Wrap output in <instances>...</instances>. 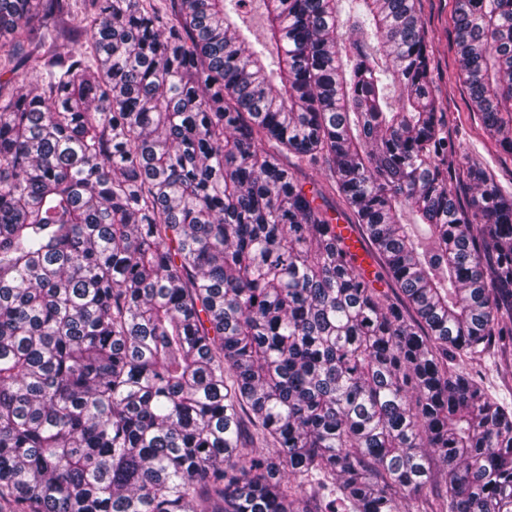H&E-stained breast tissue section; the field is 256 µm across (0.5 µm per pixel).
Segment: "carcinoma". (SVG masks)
<instances>
[{"label": "carcinoma", "instance_id": "cac0c4a2", "mask_svg": "<svg viewBox=\"0 0 512 512\" xmlns=\"http://www.w3.org/2000/svg\"><path fill=\"white\" fill-rule=\"evenodd\" d=\"M82 2L0 0V512H512V408L448 363L512 350V193L449 166L418 0L253 42L245 0ZM453 32L512 156V0ZM289 164L298 176L307 182L305 187L306 190L311 189L313 184L323 189L327 205L331 208L330 214L336 218V220L333 221V224H336V233L341 234L345 239L346 244L350 247L352 253L357 255V258L359 257L360 252L363 253L364 249L368 261L372 266L371 269L374 272V277L381 275L382 282L375 284V286L381 289L394 288L393 282L387 277L385 271L380 267L377 259L374 257L373 246L367 238L362 235L359 225L354 223L355 219L352 211L348 208L337 187L336 192L333 189V183L329 177L328 165L323 160H320L316 164H309L307 161H301L293 156L289 159ZM349 224L355 226L354 228L359 237L360 235L362 236L363 240H361V243L363 248L354 229ZM390 293H392L391 289Z\"/></svg>", "mask_w": 512, "mask_h": 512}]
</instances>
